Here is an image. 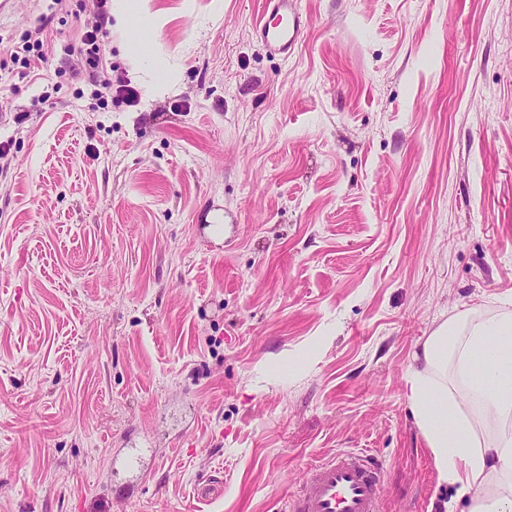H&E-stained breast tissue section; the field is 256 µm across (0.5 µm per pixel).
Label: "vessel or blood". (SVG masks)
<instances>
[{
	"mask_svg": "<svg viewBox=\"0 0 512 512\" xmlns=\"http://www.w3.org/2000/svg\"><path fill=\"white\" fill-rule=\"evenodd\" d=\"M310 24L299 0H265L256 34L273 56L291 55ZM383 468L364 451H343L310 466L289 512H382Z\"/></svg>",
	"mask_w": 512,
	"mask_h": 512,
	"instance_id": "b4317fda",
	"label": "vessel or blood"
}]
</instances>
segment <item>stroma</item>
Wrapping results in <instances>:
<instances>
[{
    "label": "stroma",
    "instance_id": "obj_1",
    "mask_svg": "<svg viewBox=\"0 0 512 512\" xmlns=\"http://www.w3.org/2000/svg\"><path fill=\"white\" fill-rule=\"evenodd\" d=\"M302 9L283 58L262 0H140L147 53L99 36L139 99L103 109L91 0L0 13V512H285L350 448L384 512H467L406 375L512 302V0ZM107 3L106 0H100L98 2V5H99V9H101L100 13H99V19L102 20V21H97L95 24H92V25H87L85 26V31L83 32L82 34V44L86 46V48L83 50L81 49L79 51V55H80V59H78L79 61V66H88L89 68H96L97 66V63H98V54H99V44H98V36H99V33L101 31V28H102V25L101 23L104 22V19H105V16H106V13L105 11L103 10V8L105 7V4ZM83 51H85V59H83L82 57V53Z\"/></svg>",
    "mask_w": 512,
    "mask_h": 512
}]
</instances>
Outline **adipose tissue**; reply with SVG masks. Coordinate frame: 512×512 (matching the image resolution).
Segmentation results:
<instances>
[{
    "label": "adipose tissue",
    "mask_w": 512,
    "mask_h": 512,
    "mask_svg": "<svg viewBox=\"0 0 512 512\" xmlns=\"http://www.w3.org/2000/svg\"><path fill=\"white\" fill-rule=\"evenodd\" d=\"M491 370L473 374L475 360ZM407 380L415 423L440 483L469 498L470 512H512V308L488 320L443 322L415 355ZM464 387L461 409L451 384Z\"/></svg>",
    "instance_id": "obj_1"
}]
</instances>
